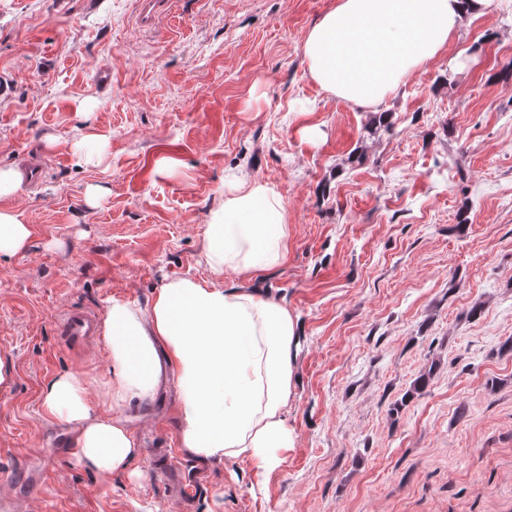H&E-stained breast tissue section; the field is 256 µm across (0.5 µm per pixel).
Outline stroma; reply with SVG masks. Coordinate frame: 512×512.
Wrapping results in <instances>:
<instances>
[{
  "mask_svg": "<svg viewBox=\"0 0 512 512\" xmlns=\"http://www.w3.org/2000/svg\"><path fill=\"white\" fill-rule=\"evenodd\" d=\"M334 2L172 0L148 27L139 0H0V168L41 165L6 201L32 237L0 255V512H179L150 458L179 442L174 382L121 410L139 453L108 476L42 394L73 372L108 410L103 342H64L65 311L253 285L203 256L241 172L288 206V259L255 285L301 328L294 446L267 474L177 452L207 475L195 512H512V13L468 18L371 136L304 56ZM90 131L102 153L77 154ZM26 467L47 476L13 488Z\"/></svg>",
  "mask_w": 512,
  "mask_h": 512,
  "instance_id": "stroma-1",
  "label": "stroma"
}]
</instances>
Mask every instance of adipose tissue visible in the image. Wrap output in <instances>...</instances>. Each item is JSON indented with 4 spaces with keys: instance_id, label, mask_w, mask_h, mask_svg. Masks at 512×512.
Instances as JSON below:
<instances>
[{
    "instance_id": "obj_1",
    "label": "adipose tissue",
    "mask_w": 512,
    "mask_h": 512,
    "mask_svg": "<svg viewBox=\"0 0 512 512\" xmlns=\"http://www.w3.org/2000/svg\"><path fill=\"white\" fill-rule=\"evenodd\" d=\"M512 0H336L304 41L309 73L327 93L374 111L401 81L440 58L465 18ZM22 176L0 169V254L28 247L32 231L3 204ZM204 256L215 276H257L288 258V209L267 184L234 177L211 211ZM109 372L104 397L112 412H94L89 386L75 373L46 387L42 410L74 436L79 461L104 475L137 455L118 412L148 401L164 371L176 381L180 446L203 462L239 459L268 473L294 439L284 412L294 390L296 317L256 290L227 291L192 279L168 282L141 309L110 301L101 316Z\"/></svg>"
}]
</instances>
